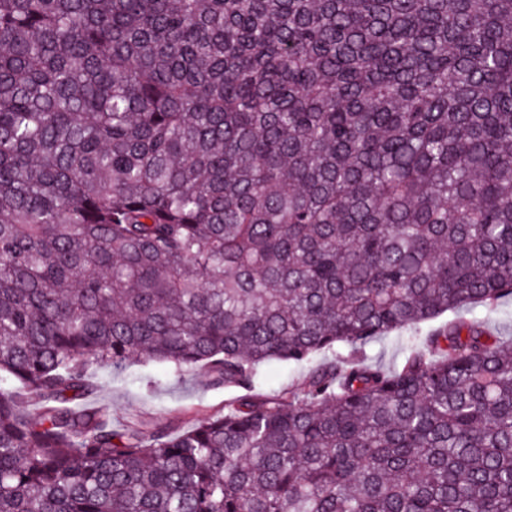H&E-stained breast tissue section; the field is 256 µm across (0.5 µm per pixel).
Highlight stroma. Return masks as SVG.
<instances>
[{
  "instance_id": "obj_1",
  "label": "stroma",
  "mask_w": 512,
  "mask_h": 512,
  "mask_svg": "<svg viewBox=\"0 0 512 512\" xmlns=\"http://www.w3.org/2000/svg\"><path fill=\"white\" fill-rule=\"evenodd\" d=\"M97 384V393L87 404L105 409L114 423L143 421L172 432L184 430L199 416L223 411L233 397L231 391L212 385L207 371L182 382L164 367H144L135 360L126 374L102 371Z\"/></svg>"
}]
</instances>
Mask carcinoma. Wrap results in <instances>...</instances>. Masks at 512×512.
<instances>
[{
    "label": "carcinoma",
    "instance_id": "cac0c4a2",
    "mask_svg": "<svg viewBox=\"0 0 512 512\" xmlns=\"http://www.w3.org/2000/svg\"><path fill=\"white\" fill-rule=\"evenodd\" d=\"M510 298L512 0H0V512H512L502 338L339 352ZM410 335L408 331L402 330L391 334L389 338L373 343L360 352H351L348 348H342L343 354H348L352 357H364L369 361H381L386 365H390L396 360H399L403 354L401 338L399 336ZM154 380L157 384L150 387L149 381ZM97 384L96 395L85 404L104 408L113 423L143 421L172 432L184 430L199 416L224 411V404L236 395L224 386L212 385L206 370L181 382L166 374L163 366L143 367L137 360L129 363L124 375L103 370ZM310 369L307 365L272 363L262 368L260 391L272 396L297 387Z\"/></svg>",
    "mask_w": 512,
    "mask_h": 512
}]
</instances>
